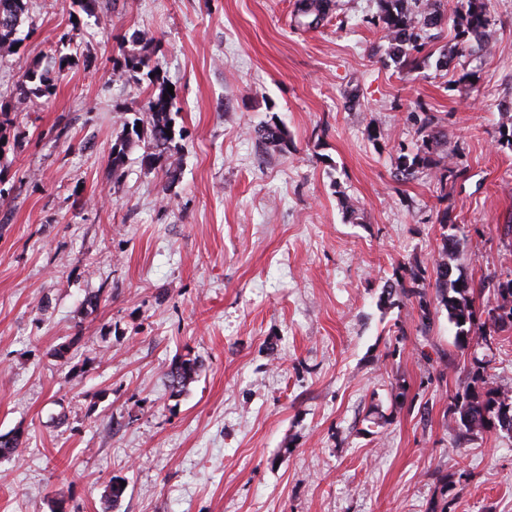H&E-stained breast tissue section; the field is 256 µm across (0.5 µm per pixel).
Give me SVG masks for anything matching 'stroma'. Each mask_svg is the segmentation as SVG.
Instances as JSON below:
<instances>
[{"mask_svg": "<svg viewBox=\"0 0 512 512\" xmlns=\"http://www.w3.org/2000/svg\"><path fill=\"white\" fill-rule=\"evenodd\" d=\"M483 2L490 51L453 54L444 0L408 70L381 0L315 23L298 0H98L77 32L66 0H28L0 103L64 33L79 62L0 128V435L21 437L0 512H512V434L453 421L475 359L512 390V325L487 352L381 300L447 224L476 308L512 279V0ZM140 30L179 107L171 184L139 147L112 168L146 89L112 59ZM429 118L454 183L400 175ZM271 123L287 151L257 139ZM197 371V362L193 359H185L172 365L170 371L166 373L168 386L172 392L180 394L195 379Z\"/></svg>", "mask_w": 512, "mask_h": 512, "instance_id": "obj_1", "label": "stroma"}]
</instances>
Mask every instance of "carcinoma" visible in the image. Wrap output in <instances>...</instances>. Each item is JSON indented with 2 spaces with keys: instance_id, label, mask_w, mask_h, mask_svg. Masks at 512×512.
<instances>
[{
  "instance_id": "1",
  "label": "carcinoma",
  "mask_w": 512,
  "mask_h": 512,
  "mask_svg": "<svg viewBox=\"0 0 512 512\" xmlns=\"http://www.w3.org/2000/svg\"><path fill=\"white\" fill-rule=\"evenodd\" d=\"M440 0H384L383 29L385 38L393 49V56L406 69L414 68L416 58L425 48L421 32L434 28L441 22ZM28 11L27 0H0V58L14 54V48L21 47L29 37L23 31L24 16ZM490 25V18L483 10L481 0H469L464 15L461 16L462 30L459 33L460 50L467 48L466 40L473 35H481ZM161 48V41L148 32H137L129 42H121L117 57L113 60L112 76L128 80L146 74L154 91L134 109V118L125 120V132L112 145V168L125 164L131 150L143 146L142 164L152 170L159 169L168 180L178 176L179 158L175 137L167 132L172 121L171 112L176 109V97L167 92L165 82L160 80L157 67L152 65V56ZM70 54H52L46 62L38 61L14 86L11 101L0 106V113L27 112L37 106L42 98L53 95L56 81L71 64ZM255 134L266 146L275 150L288 149V135L278 125L266 124L255 130ZM430 145H422L410 163L404 165L402 175L414 176L421 169L435 168V176L441 181H456L464 175L447 159L432 162L427 155ZM457 242L454 235L444 237L441 259L435 263V300L437 307L447 312L448 321L457 328V334H475L476 344L488 345L495 339L494 332L507 323H512V279L498 283L493 288L486 318L478 316L470 295L469 285L453 277L452 265L446 257L455 255ZM412 290L405 289L401 280L385 285L386 302L394 305L402 299L414 298L418 302L422 325L431 320V300L427 298L426 278L420 270H410ZM476 370L471 382L459 395L455 412L459 414L460 429L467 434L483 433L492 430L487 416L492 415L496 428L512 432V391H504L493 385L485 371V361L475 360ZM197 362L185 359L172 365L166 373L169 387L174 393H181L197 375Z\"/></svg>"
}]
</instances>
